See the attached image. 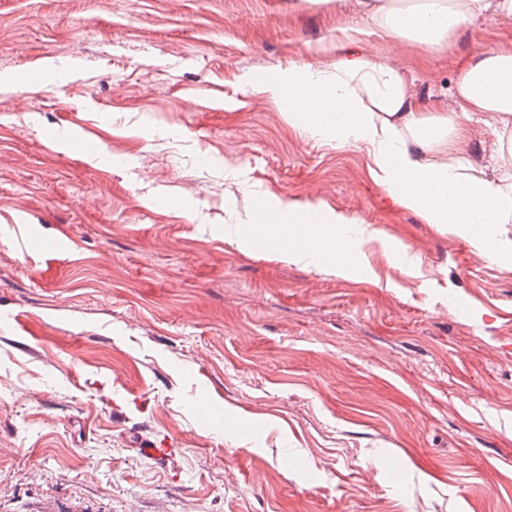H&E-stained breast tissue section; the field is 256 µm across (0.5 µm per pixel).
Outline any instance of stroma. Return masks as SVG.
Here are the masks:
<instances>
[{
  "label": "stroma",
  "instance_id": "35a3bbf8",
  "mask_svg": "<svg viewBox=\"0 0 512 512\" xmlns=\"http://www.w3.org/2000/svg\"><path fill=\"white\" fill-rule=\"evenodd\" d=\"M361 20L359 0H0V512H512V267L250 85L332 65ZM508 43L489 12L440 53L362 50L440 112ZM500 133L482 115L460 149ZM268 193L375 229L352 274L225 239L268 232Z\"/></svg>",
  "mask_w": 512,
  "mask_h": 512
}]
</instances>
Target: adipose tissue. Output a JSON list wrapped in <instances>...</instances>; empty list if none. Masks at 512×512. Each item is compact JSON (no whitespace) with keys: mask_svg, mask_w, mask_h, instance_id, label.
<instances>
[{"mask_svg":"<svg viewBox=\"0 0 512 512\" xmlns=\"http://www.w3.org/2000/svg\"><path fill=\"white\" fill-rule=\"evenodd\" d=\"M366 18L390 37H404L443 49L448 35L471 17L494 11L512 15V0H425L422 7L386 11L379 0H361ZM364 31L348 27L336 43V61L328 67L289 63L278 80L257 83L259 92L287 99L288 124L310 138L337 147H365L370 173L397 206L423 223L451 227L472 247L495 262L512 266V238L501 227L512 224V150L495 175L458 151L468 138L474 114L490 113L512 125V46L504 45L464 66L457 80L463 112H426L410 100L400 72L353 53ZM316 100L319 111H309ZM273 213H288L290 225L269 244L284 260L320 268L331 245L357 253L373 232L357 217L322 203L305 205L269 197ZM322 223L312 227L310 214Z\"/></svg>","mask_w":512,"mask_h":512,"instance_id":"ef3b65f1","label":"adipose tissue"}]
</instances>
